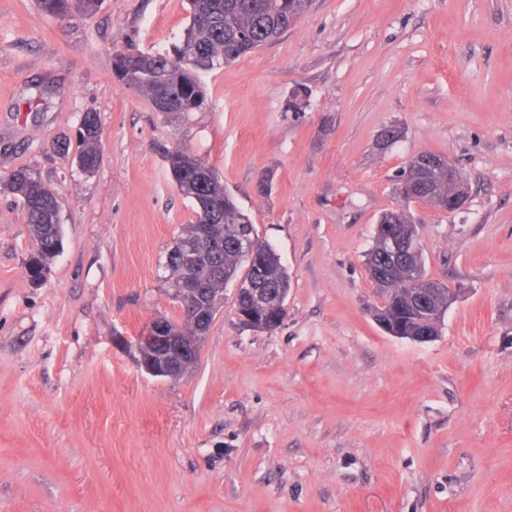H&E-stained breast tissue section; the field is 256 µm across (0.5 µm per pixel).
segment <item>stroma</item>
<instances>
[{"instance_id":"1","label":"stroma","mask_w":512,"mask_h":512,"mask_svg":"<svg viewBox=\"0 0 512 512\" xmlns=\"http://www.w3.org/2000/svg\"><path fill=\"white\" fill-rule=\"evenodd\" d=\"M188 23V0L58 16L0 0V177L36 169L64 232L32 284L24 211L0 194V512H512V0H311L203 74L206 109L184 120L112 56L168 50ZM86 112L90 175L58 147ZM174 147L219 173L290 288L271 332L225 290L196 367L169 381L134 341L181 318L164 264L196 213ZM422 151L469 202L410 207L427 275L455 295L417 344L372 319L364 254ZM77 165L84 173L96 171L100 160L99 121L97 113L86 112L80 119Z\"/></svg>"}]
</instances>
